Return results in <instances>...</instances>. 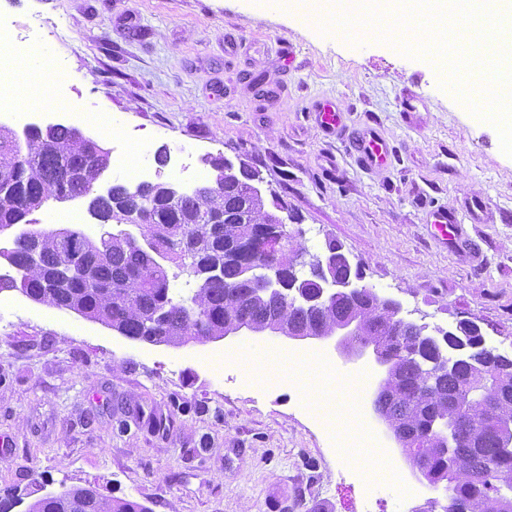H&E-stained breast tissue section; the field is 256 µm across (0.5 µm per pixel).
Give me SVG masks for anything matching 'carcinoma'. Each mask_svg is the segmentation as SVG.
Instances as JSON below:
<instances>
[{
  "label": "carcinoma",
  "mask_w": 512,
  "mask_h": 512,
  "mask_svg": "<svg viewBox=\"0 0 512 512\" xmlns=\"http://www.w3.org/2000/svg\"><path fill=\"white\" fill-rule=\"evenodd\" d=\"M109 152L92 146L64 126L48 141L38 135L19 138L0 126V234H14L6 249L9 266L20 278L0 277V290L20 288L31 300L69 309L101 322L122 336L152 344L176 345L187 336H222L228 322L263 325L277 317L307 332H326L350 317L361 316L364 338L391 357L394 371L377 403L393 423L420 431V443L409 449L412 459L428 470L434 487H442L444 512H512V430L492 423L491 414L512 420V359L492 350L474 349L451 371L439 373L423 390L422 365L445 357L444 345L424 336L422 327L383 308L377 295H340L320 310L284 304L258 290L262 255L257 241L274 214L254 201L256 171L244 166L236 178L216 189L206 183L181 191L170 205L143 219L140 237L120 229L125 218L112 213V200L127 198L131 189L114 185L96 199L108 217L99 237L80 228L67 229L74 246L60 243L56 231L42 232L37 256L31 255L27 215L60 194L69 199L94 193L109 166ZM200 211H222V224H185ZM287 282L302 281L313 291L322 275L301 278L284 249L274 256ZM186 269L198 279L187 298L170 293L167 264ZM498 384L485 387L483 402L467 400V386L486 375ZM448 422V442L429 432L436 419ZM26 512H148L124 498H106L93 487L74 486L43 497Z\"/></svg>",
  "instance_id": "obj_1"
}]
</instances>
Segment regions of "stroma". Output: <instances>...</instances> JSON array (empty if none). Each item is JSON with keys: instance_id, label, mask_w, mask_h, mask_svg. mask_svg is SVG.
<instances>
[{"instance_id": "obj_1", "label": "stroma", "mask_w": 512, "mask_h": 512, "mask_svg": "<svg viewBox=\"0 0 512 512\" xmlns=\"http://www.w3.org/2000/svg\"><path fill=\"white\" fill-rule=\"evenodd\" d=\"M309 8L300 21L249 0H0L17 34L0 86L32 104L66 68L93 122H36L77 126L123 156L100 186H135L144 168L193 188L212 174L206 157L246 162L266 204L287 205L294 247L336 245L427 333L471 320L511 351L512 131L477 97L490 66L460 48L476 21L413 41L432 19ZM436 52L456 83L430 66ZM318 99L342 112L340 135L315 122ZM370 123L392 154L365 169L352 140ZM431 207L457 212L466 246L434 235ZM379 372L372 350L347 358L332 340L154 345L4 289L0 494L13 512L87 485L149 512H413L440 493L378 423ZM311 408L331 412L345 447L329 446ZM376 474L361 502L353 484Z\"/></svg>"}]
</instances>
